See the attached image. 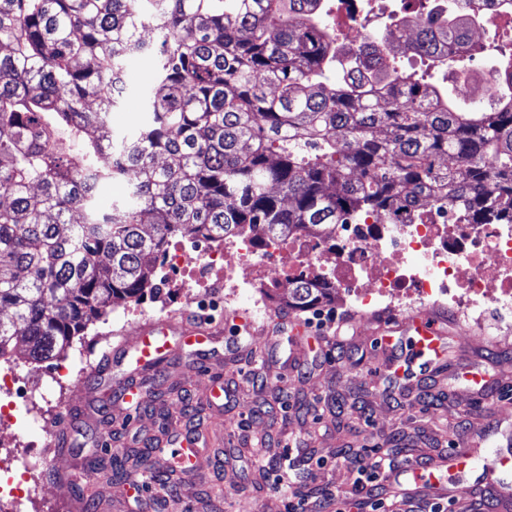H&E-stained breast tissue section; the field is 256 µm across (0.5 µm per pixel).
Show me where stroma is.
<instances>
[{"mask_svg":"<svg viewBox=\"0 0 512 512\" xmlns=\"http://www.w3.org/2000/svg\"><path fill=\"white\" fill-rule=\"evenodd\" d=\"M165 313L224 321V291L213 289L193 303L166 291L136 307H117L75 337L62 359L38 368L41 386L33 398L35 405L48 408L62 389L73 392L66 403L73 446L50 472L44 484L46 498L27 503L26 512H72L75 493L65 477L86 466L96 473L97 512H131L115 490L112 448L121 449L127 470L136 471L140 451L178 424L208 433L230 429L237 432L238 440L232 447L208 448L199 458L196 476L183 481L179 494L150 485L140 495V512H286L288 494L274 490L277 475L263 468L262 462L285 454L289 446L305 448L313 486L350 494L355 476L336 463L342 449L389 453L400 443L417 453L436 454L448 448L452 434L458 432L460 408L468 409L474 428L489 414L475 395V385L460 373L440 374L429 385L427 390L444 394V401L426 404L422 391L413 387L403 393V407L393 406L370 375L377 355L368 334L369 316L351 315L337 301L302 310L299 316L306 320L321 313L340 322L356 319L355 328L340 343L323 353L303 351L294 368L284 346L270 354L268 363L245 364V371L268 370L282 374L284 381L263 387L248 381L237 384L231 402L221 410L203 400L211 378L226 377L233 369L221 341L209 356V373L199 372L196 355L185 352L167 360L161 373H142L149 400L130 424L113 398L114 387L126 376L125 367L112 368L101 384L90 387L84 386L78 372L59 380V366H94L120 340L136 343L140 320ZM450 350L468 356L470 371L505 379L499 392L501 425L490 439L501 456L512 458V333L496 341H477L459 331Z\"/></svg>","mask_w":512,"mask_h":512,"instance_id":"obj_1","label":"stroma"}]
</instances>
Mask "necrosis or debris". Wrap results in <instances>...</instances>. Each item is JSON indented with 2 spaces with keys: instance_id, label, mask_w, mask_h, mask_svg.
I'll use <instances>...</instances> for the list:
<instances>
[{
  "instance_id": "4bbe7bcc",
  "label": "necrosis or debris",
  "mask_w": 512,
  "mask_h": 512,
  "mask_svg": "<svg viewBox=\"0 0 512 512\" xmlns=\"http://www.w3.org/2000/svg\"><path fill=\"white\" fill-rule=\"evenodd\" d=\"M339 40L347 48L365 49L366 9L373 0H337ZM386 30L393 49L403 33L416 30L429 13L475 21L466 50L480 53L485 37L512 28V10L486 5L485 0H429V12L418 11L416 0H389ZM162 275L178 274L185 299L206 275L224 280V300L241 291L266 300L270 291L288 286L295 277H328L351 308L371 309L394 317L429 306L447 308L455 324L476 328L488 336L512 331V225L448 222L436 204L404 224H336L323 236L300 231L283 238L253 231L226 239L223 245H178L167 253ZM36 374L19 376L16 368L0 371V427L18 424L21 399L37 391ZM53 437H45L28 458L16 456L0 443V512H22L42 488L45 469L54 455Z\"/></svg>"
}]
</instances>
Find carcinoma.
I'll list each match as a JSON object with an SVG mask.
<instances>
[{"mask_svg":"<svg viewBox=\"0 0 512 512\" xmlns=\"http://www.w3.org/2000/svg\"><path fill=\"white\" fill-rule=\"evenodd\" d=\"M327 2L0 0V361L37 368L107 310L155 298L175 237L320 235L431 201L470 224H512V63L494 111L459 112L380 65L383 33L341 64ZM469 39L450 10L403 53L448 67ZM138 55L154 71L150 120L118 135L112 112ZM131 171L128 197L98 206L99 187ZM334 296L301 276L279 301Z\"/></svg>","mask_w":512,"mask_h":512,"instance_id":"1","label":"carcinoma"}]
</instances>
